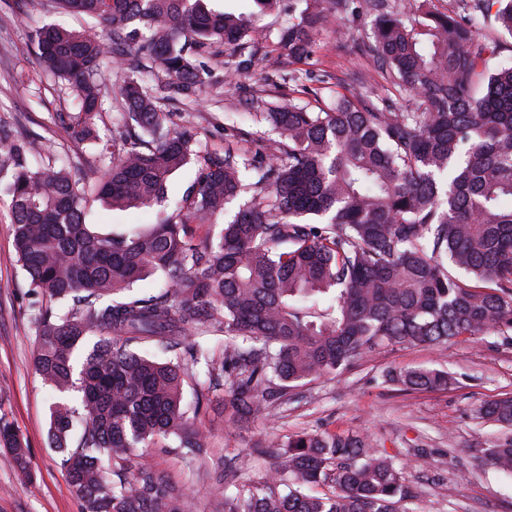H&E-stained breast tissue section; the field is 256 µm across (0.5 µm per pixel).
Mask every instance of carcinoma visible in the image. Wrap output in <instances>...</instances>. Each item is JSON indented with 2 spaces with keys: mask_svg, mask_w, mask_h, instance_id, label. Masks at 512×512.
Returning <instances> with one entry per match:
<instances>
[{
  "mask_svg": "<svg viewBox=\"0 0 512 512\" xmlns=\"http://www.w3.org/2000/svg\"><path fill=\"white\" fill-rule=\"evenodd\" d=\"M355 1L373 18L366 53L414 106L373 111L354 94L317 112L263 101L251 116L282 139L268 163L230 146L201 154L198 135L171 129L160 105L206 92L199 51L220 43L244 54L254 15L205 0H51L101 28L33 31L45 74L78 108L81 138L96 133L104 62L120 78L123 125L96 156L43 153L34 169L36 140L0 143L14 165L0 188L14 248L41 297L34 366L57 392L82 394L79 410L56 403L48 425L82 512H191L140 449L161 442L189 467L205 459L203 427L183 406L202 358L198 402L222 390L224 408L247 423L377 350L512 333V65H491L503 41L486 33L495 23L512 37V0H460V11L421 21L399 0H295L299 19L279 32L278 47L310 59L328 15H346ZM159 72L167 82H155ZM192 162L197 180L171 208L170 178ZM243 195L216 240H195L192 225L217 223ZM91 200L156 206L159 218L95 232L85 222ZM157 272L165 292L127 295ZM329 294L323 311L299 305ZM197 326L224 333L220 354L187 343ZM94 330L100 339L84 347ZM385 381L434 390L448 372L390 371ZM482 417L511 428L512 396L484 405ZM0 446L31 479L26 445L2 419ZM261 447L272 452L256 484L237 485L235 458H224V512H400L412 497L406 467L364 434L274 433ZM486 459L511 473L512 439ZM326 483L333 490L314 491Z\"/></svg>",
  "mask_w": 512,
  "mask_h": 512,
  "instance_id": "carcinoma-1",
  "label": "carcinoma"
}]
</instances>
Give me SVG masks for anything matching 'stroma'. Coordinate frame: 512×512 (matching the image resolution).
Returning <instances> with one entry per match:
<instances>
[{
  "mask_svg": "<svg viewBox=\"0 0 512 512\" xmlns=\"http://www.w3.org/2000/svg\"><path fill=\"white\" fill-rule=\"evenodd\" d=\"M291 7L290 0H280L260 17L252 35L253 56L240 74L228 71L230 50L212 45L200 55L208 70L207 94L188 105L162 101L177 126L198 132L204 152L220 153L230 146L262 161L277 155L275 134L251 117V101L257 97L315 108L353 88L366 91L370 107L386 97L380 71L362 55L372 39L370 18L329 17L312 58L302 64L277 47V30L287 22ZM44 24L81 30L96 21L58 12L49 0H0V140L10 143L27 132L54 153L92 155L111 140L116 110L105 104L97 139L73 137L74 103L47 81L31 42L33 29ZM300 73L306 76L304 94L293 80ZM157 219L154 208L112 209L97 201L90 203L86 216L100 232L145 227ZM38 301L17 262L7 203L0 200V419L27 443L32 473L31 480L21 481L13 453L0 446V512H81L79 494L48 444L49 412L60 396L34 367ZM415 367L448 369L447 387L409 391L383 378L386 370ZM505 396H512V335L489 333L457 339L443 350L428 345L381 349L341 374L308 382L265 422L233 424L219 397L202 409L199 421L207 429L210 456L238 454L246 479L266 473L268 465L254 447L269 433L356 431L396 462L425 460L424 468L407 474L413 496L404 504L406 512H512V475L482 461L487 448L512 438V428L480 415L483 405ZM146 457L182 485L193 512H223L220 468L188 467L154 446L147 448Z\"/></svg>",
  "mask_w": 512,
  "mask_h": 512,
  "instance_id": "1",
  "label": "stroma"
}]
</instances>
